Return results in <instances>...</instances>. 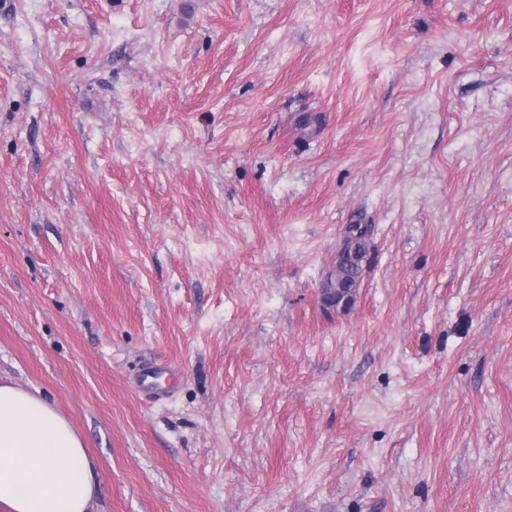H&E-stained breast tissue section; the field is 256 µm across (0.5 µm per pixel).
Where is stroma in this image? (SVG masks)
Instances as JSON below:
<instances>
[{"mask_svg":"<svg viewBox=\"0 0 512 512\" xmlns=\"http://www.w3.org/2000/svg\"><path fill=\"white\" fill-rule=\"evenodd\" d=\"M0 379L93 512H512V0H0ZM369 235L370 228L367 225L350 224L344 229L336 260L322 286L323 296L330 297L339 293V301L347 297L345 307L353 303L367 261Z\"/></svg>","mask_w":512,"mask_h":512,"instance_id":"obj_1","label":"stroma"}]
</instances>
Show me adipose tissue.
I'll return each mask as SVG.
<instances>
[{
    "label": "adipose tissue",
    "mask_w": 512,
    "mask_h": 512,
    "mask_svg": "<svg viewBox=\"0 0 512 512\" xmlns=\"http://www.w3.org/2000/svg\"><path fill=\"white\" fill-rule=\"evenodd\" d=\"M96 464L38 394L0 382V512H89Z\"/></svg>",
    "instance_id": "1"
}]
</instances>
